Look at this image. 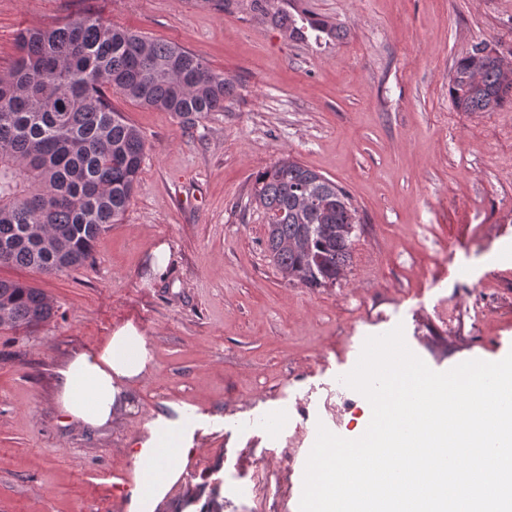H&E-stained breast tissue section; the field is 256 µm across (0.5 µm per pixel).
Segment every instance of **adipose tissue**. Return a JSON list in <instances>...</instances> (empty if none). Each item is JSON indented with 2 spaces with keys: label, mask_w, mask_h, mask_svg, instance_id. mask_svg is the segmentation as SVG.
<instances>
[{
  "label": "adipose tissue",
  "mask_w": 512,
  "mask_h": 512,
  "mask_svg": "<svg viewBox=\"0 0 512 512\" xmlns=\"http://www.w3.org/2000/svg\"><path fill=\"white\" fill-rule=\"evenodd\" d=\"M152 355L133 324L118 328L100 348L80 351L59 369L57 405L66 421L96 431L111 427L136 410L133 384L151 370ZM193 423L157 417L146 436L134 442L130 457L134 485L128 512H155L184 476L197 450Z\"/></svg>",
  "instance_id": "ef3b65f1"
}]
</instances>
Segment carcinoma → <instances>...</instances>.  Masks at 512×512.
<instances>
[{"label": "carcinoma", "mask_w": 512, "mask_h": 512, "mask_svg": "<svg viewBox=\"0 0 512 512\" xmlns=\"http://www.w3.org/2000/svg\"><path fill=\"white\" fill-rule=\"evenodd\" d=\"M16 51L0 75V266L59 275L90 259L139 179L144 137L108 92L190 120L224 110L234 86L198 55L91 12L21 31ZM449 94L460 112H494L512 99V68L478 43L455 63ZM254 198L284 277L336 283L359 223L350 194L288 157L259 173ZM0 314V327L29 331L54 312L41 289L0 279Z\"/></svg>", "instance_id": "obj_1"}]
</instances>
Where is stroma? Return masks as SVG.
Listing matches in <instances>:
<instances>
[{
    "instance_id": "35a3bbf8",
    "label": "stroma",
    "mask_w": 512,
    "mask_h": 512,
    "mask_svg": "<svg viewBox=\"0 0 512 512\" xmlns=\"http://www.w3.org/2000/svg\"><path fill=\"white\" fill-rule=\"evenodd\" d=\"M277 10L341 35L290 37ZM86 11L200 55L235 91L192 121L113 95L146 142L122 222L64 274L0 267L55 311L0 328V512H127L131 442L182 411L199 449L156 512L218 493L223 512H299L318 425L353 438L368 405L340 384L366 337L402 327L437 372L512 352V104L460 112L448 91L474 44L512 63V0H0V74L21 30ZM288 156L359 212L327 287L266 250L255 178ZM128 322L154 356L137 413L64 424L58 369Z\"/></svg>"
}]
</instances>
